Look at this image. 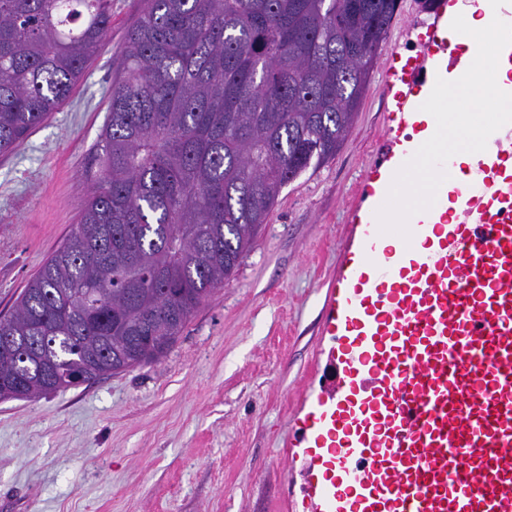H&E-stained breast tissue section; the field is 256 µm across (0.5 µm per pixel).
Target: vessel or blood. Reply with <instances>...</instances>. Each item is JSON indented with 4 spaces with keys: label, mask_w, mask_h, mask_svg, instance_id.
Wrapping results in <instances>:
<instances>
[{
    "label": "vessel or blood",
    "mask_w": 512,
    "mask_h": 512,
    "mask_svg": "<svg viewBox=\"0 0 512 512\" xmlns=\"http://www.w3.org/2000/svg\"><path fill=\"white\" fill-rule=\"evenodd\" d=\"M475 172L458 188L434 161L412 224L350 207L323 309L344 390L299 420L304 512H512V150Z\"/></svg>",
    "instance_id": "obj_1"
}]
</instances>
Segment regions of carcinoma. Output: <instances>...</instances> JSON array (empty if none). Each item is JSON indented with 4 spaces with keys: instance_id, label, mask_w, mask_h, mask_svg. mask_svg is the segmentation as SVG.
<instances>
[{
    "instance_id": "cac0c4a2",
    "label": "carcinoma",
    "mask_w": 512,
    "mask_h": 512,
    "mask_svg": "<svg viewBox=\"0 0 512 512\" xmlns=\"http://www.w3.org/2000/svg\"><path fill=\"white\" fill-rule=\"evenodd\" d=\"M80 224L0 317V390L30 400L165 357L284 186L336 156L386 0H143ZM112 0H0V152L68 97Z\"/></svg>"
}]
</instances>
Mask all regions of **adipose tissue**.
Returning a JSON list of instances; mask_svg holds the SVG:
<instances>
[{
    "label": "adipose tissue",
    "mask_w": 512,
    "mask_h": 512,
    "mask_svg": "<svg viewBox=\"0 0 512 512\" xmlns=\"http://www.w3.org/2000/svg\"><path fill=\"white\" fill-rule=\"evenodd\" d=\"M497 10L493 0H470L464 12L458 6H449L448 22L441 27L438 37L453 48L461 37L474 32H489ZM462 60L469 74L465 80L459 72H447L444 55L435 56L436 74H447L448 81L439 91L430 84L422 86L416 97L418 111L443 112L466 101L476 106L488 103L497 111L512 112V78L507 75V65L487 49L478 55L466 51ZM487 140L483 126L459 119L442 126L432 122L427 130L412 133L407 148L418 153L419 161L407 165L405 153H399L389 162L386 172L394 177L397 187L402 188L405 200L402 205L386 211L381 217L382 223L411 224L421 215L428 196L427 172L431 155H446L456 183L462 185L468 183L470 170L485 154Z\"/></svg>",
    "instance_id": "adipose-tissue-1"
}]
</instances>
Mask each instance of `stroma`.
<instances>
[{
    "label": "stroma",
    "mask_w": 512,
    "mask_h": 512,
    "mask_svg": "<svg viewBox=\"0 0 512 512\" xmlns=\"http://www.w3.org/2000/svg\"><path fill=\"white\" fill-rule=\"evenodd\" d=\"M452 0H402L336 156L287 184L251 251L159 363L32 400L0 401V512H302L288 456L301 398L339 392L321 309L347 211L403 128L391 53L417 55ZM142 0H112L103 49L57 112L0 153V316L78 224L109 90Z\"/></svg>",
    "instance_id": "1"
}]
</instances>
